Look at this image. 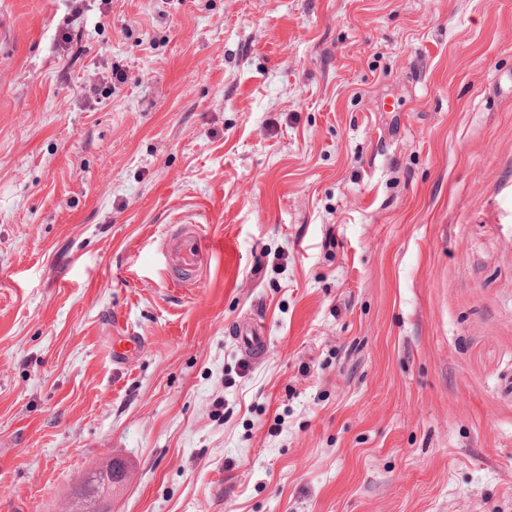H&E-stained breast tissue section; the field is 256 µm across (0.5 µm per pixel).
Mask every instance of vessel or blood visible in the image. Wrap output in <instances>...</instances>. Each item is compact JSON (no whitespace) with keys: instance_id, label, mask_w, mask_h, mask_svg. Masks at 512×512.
Returning <instances> with one entry per match:
<instances>
[{"instance_id":"1","label":"vessel or blood","mask_w":512,"mask_h":512,"mask_svg":"<svg viewBox=\"0 0 512 512\" xmlns=\"http://www.w3.org/2000/svg\"><path fill=\"white\" fill-rule=\"evenodd\" d=\"M223 251V238L208 239L200 234L196 225H179L173 238L163 247L172 284L179 288L198 287L201 272L209 267L215 255ZM236 333L242 344L253 351L265 341L261 325L246 320L238 323Z\"/></svg>"}]
</instances>
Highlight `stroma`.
<instances>
[{"label": "stroma", "mask_w": 512, "mask_h": 512, "mask_svg": "<svg viewBox=\"0 0 512 512\" xmlns=\"http://www.w3.org/2000/svg\"><path fill=\"white\" fill-rule=\"evenodd\" d=\"M110 461L111 512H512V0H0V512ZM223 251V238L207 239L195 224L179 225L173 238L163 247L170 281L177 288H197L200 273ZM236 333L246 348L255 351L265 342V332L260 324H254L248 320H241L236 328Z\"/></svg>", "instance_id": "stroma-1"}]
</instances>
